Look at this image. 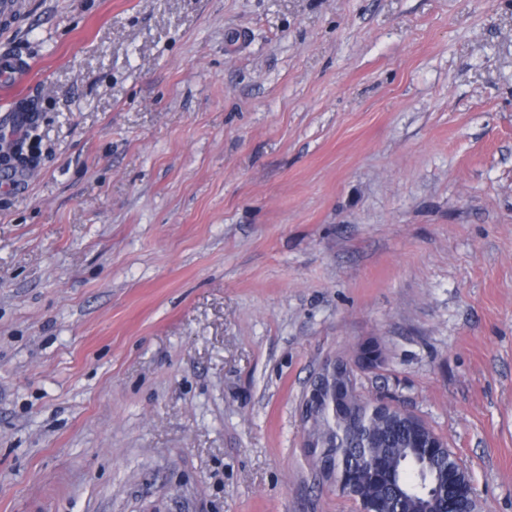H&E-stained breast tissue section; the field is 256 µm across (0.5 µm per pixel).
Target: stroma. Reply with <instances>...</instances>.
Returning a JSON list of instances; mask_svg holds the SVG:
<instances>
[{
	"label": "stroma",
	"mask_w": 512,
	"mask_h": 512,
	"mask_svg": "<svg viewBox=\"0 0 512 512\" xmlns=\"http://www.w3.org/2000/svg\"><path fill=\"white\" fill-rule=\"evenodd\" d=\"M0 512H356L323 363L512 512V0H23ZM36 106H30L18 112V119L16 124L9 130L8 133L1 130L0 132V165L6 166V169L11 170V175L22 173L23 170L31 168L37 162V156L33 153L23 154L22 152H13L12 156L3 152L4 144H17L26 140L32 128H34L38 121L39 112H36ZM381 356L374 362L368 359L348 360L345 358H335L327 361L318 372L314 381L304 393L300 413L302 422L309 426L311 415L315 409L325 408L328 399L333 396L336 399V385L343 379L345 387L341 389L340 399L341 408L346 409L345 401L357 390V369L374 368L380 363Z\"/></svg>",
	"instance_id": "35a3bbf8"
}]
</instances>
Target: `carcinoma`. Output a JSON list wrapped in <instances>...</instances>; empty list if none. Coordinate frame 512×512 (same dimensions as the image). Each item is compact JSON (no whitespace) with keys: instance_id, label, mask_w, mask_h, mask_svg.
<instances>
[{"instance_id":"obj_1","label":"carcinoma","mask_w":512,"mask_h":512,"mask_svg":"<svg viewBox=\"0 0 512 512\" xmlns=\"http://www.w3.org/2000/svg\"><path fill=\"white\" fill-rule=\"evenodd\" d=\"M367 401L361 394L351 399V407L360 414L357 425L327 410L316 419L312 433L325 447L336 449L344 457L348 475L356 478L358 491L376 504L379 512H439L448 505V512L467 505L448 494L432 496L430 491L442 479L445 468L458 465L453 452L444 458L428 448L416 446L414 431L405 419L374 416L366 410Z\"/></svg>"}]
</instances>
